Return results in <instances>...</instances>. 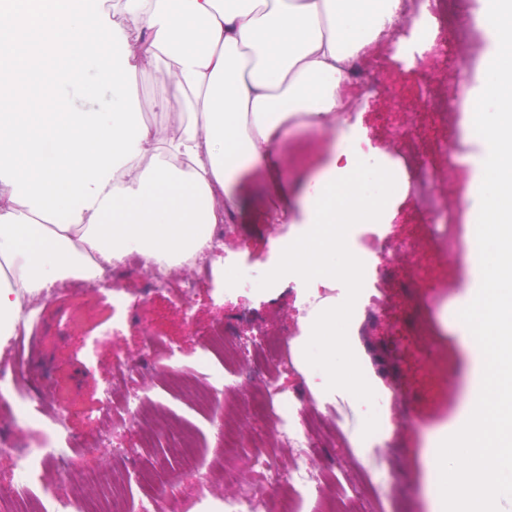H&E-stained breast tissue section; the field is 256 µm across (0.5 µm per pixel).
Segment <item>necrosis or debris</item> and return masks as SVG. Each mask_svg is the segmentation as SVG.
I'll return each instance as SVG.
<instances>
[{"instance_id": "necrosis-or-debris-1", "label": "necrosis or debris", "mask_w": 512, "mask_h": 512, "mask_svg": "<svg viewBox=\"0 0 512 512\" xmlns=\"http://www.w3.org/2000/svg\"><path fill=\"white\" fill-rule=\"evenodd\" d=\"M442 29L447 34L448 47L453 54L462 55L471 43L470 27L462 18L466 11V0H435ZM434 144L414 137L404 138L400 151L415 173L417 197L425 215H433L439 202L433 190V175L426 157L434 151ZM196 271L194 279L185 280L168 272L163 264L145 258L136 251H129L121 265L101 264L98 279L112 284V306L119 309L116 328L135 325L143 328L145 319L140 301L125 293L118 276L120 269L135 271L143 282L146 292L165 293L173 301L189 305L190 297L201 284L213 280L214 264L209 250L196 253L191 261ZM270 280L256 266L240 261L224 269V290L228 293H247L255 297L266 294ZM246 314H239L237 321H227L214 326L203 340L204 348L196 359L199 369L209 372L211 381L207 387L209 395L223 394L228 385L226 378L237 371H252L263 375L259 393L251 402L250 412L254 418L263 420L266 433L273 438L287 439L289 447L295 448L296 456L287 468H276L264 456H253L250 467L265 471L271 485L270 491L254 488L244 489L241 494L225 501L224 512H306L308 496L319 491L324 482L322 476L309 469L305 459L313 448L321 431L320 419L309 413L308 401L298 393L287 390L274 382L273 373L268 372L270 362L281 360L283 341L266 340L243 345L237 338L238 322L246 321ZM146 399L137 393H106L101 399V413L112 423V432L104 436V443L120 438L124 428L145 411ZM8 406L15 419L29 426L47 430L50 441L41 448L17 447L11 437L0 436V450L11 456L12 480L6 490L9 495L28 496L36 504L38 512H181L178 503L159 506L155 493L141 489L139 500H132L125 477L114 478L112 497L107 504L96 509L76 508L58 491L45 483V472L55 461L63 459L71 448V436L63 422L50 412L44 401H33L21 394V380L16 370L0 371V407Z\"/></svg>"}]
</instances>
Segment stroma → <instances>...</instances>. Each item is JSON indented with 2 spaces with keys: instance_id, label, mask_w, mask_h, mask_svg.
<instances>
[{
  "instance_id": "1",
  "label": "stroma",
  "mask_w": 512,
  "mask_h": 512,
  "mask_svg": "<svg viewBox=\"0 0 512 512\" xmlns=\"http://www.w3.org/2000/svg\"><path fill=\"white\" fill-rule=\"evenodd\" d=\"M472 42L470 54L461 63L462 80L453 78V66L437 50L411 59L380 55L379 66L363 67L351 86L354 108L371 147L387 153L391 161H398L397 149L404 135H421L436 144L429 166L441 209L431 220L458 227L456 238L450 241L419 237L418 202L406 178L389 201L382 223L351 225L342 243L339 258L352 264L362 253L391 256L382 268L381 281V292L391 305L389 316L358 303L353 293L358 280L337 279L331 290L341 313L336 331L377 394L384 397L383 428L375 430L370 409L357 392L338 391L335 402L316 404L315 409L338 419L342 434L315 449L308 465L333 474L342 483L350 474L365 471L385 512H434L431 438L455 427L472 393L476 365L460 340L455 319L472 300L479 263L471 234V217L477 207L469 195L476 172L463 160L481 153L482 139L474 129L467 90L483 76L485 31H474ZM432 85L447 97L450 111L456 114L454 123L431 115L426 90ZM129 105L150 125L174 127L186 120L185 105L173 95L168 77L156 66L138 70ZM251 199V206L227 228L218 253L271 268L274 251L307 228L308 219L295 201L281 202L265 184L252 186ZM295 277V272H288L261 300L238 293L225 295L217 283L197 288L186 308L162 294L145 295L152 333L181 351V364L172 372L145 361L138 329L130 327L112 335L111 284L90 286L68 280L52 286L40 299V333L13 365L23 373L28 396L55 391L63 395L55 409L66 417L76 448L55 475L58 491L69 493L75 474L95 470L108 479L113 470L126 469L156 473L160 501L184 497L185 488L175 478L179 460L165 446H143L136 425L124 432L128 455L115 454L102 443L107 425L100 417V395L112 383L114 357L124 358L136 370L129 391L154 400L157 415L176 417L190 426L200 459L212 462L222 453L217 436L221 405L198 407L172 380L191 376L201 351L200 333L239 313L250 315L239 328L242 341L253 340L260 331L296 336L298 302L288 286ZM358 430L372 436L364 456L353 444Z\"/></svg>"
}]
</instances>
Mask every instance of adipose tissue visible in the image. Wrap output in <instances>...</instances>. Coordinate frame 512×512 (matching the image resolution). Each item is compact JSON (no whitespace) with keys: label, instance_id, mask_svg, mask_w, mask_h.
I'll return each instance as SVG.
<instances>
[{"label":"adipose tissue","instance_id":"obj_1","mask_svg":"<svg viewBox=\"0 0 512 512\" xmlns=\"http://www.w3.org/2000/svg\"><path fill=\"white\" fill-rule=\"evenodd\" d=\"M99 0H0V341L25 304L55 283L94 280L100 263L131 250L184 269L187 259L246 203V177L269 180L268 162L289 128L335 129L347 111L351 61L386 47L402 19L426 33L413 0H122L112 22ZM52 103L33 112L18 77L34 57ZM160 65L188 125H145L128 107L136 62ZM361 137L344 135L306 179L302 199L317 226L289 243L298 273L327 283L353 277L337 263L345 224L381 213L352 176ZM336 307L309 311L294 340L318 400L366 391L341 370L349 353Z\"/></svg>","mask_w":512,"mask_h":512}]
</instances>
